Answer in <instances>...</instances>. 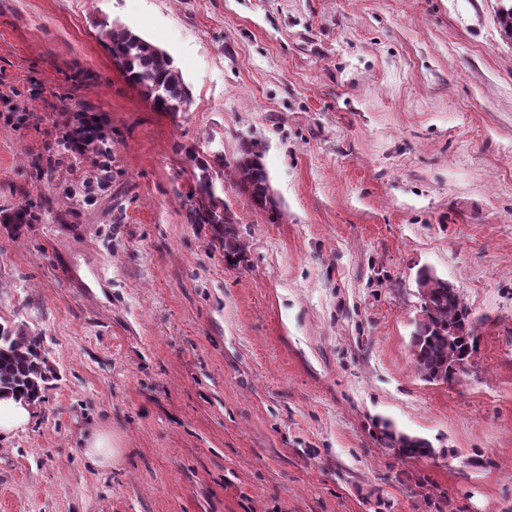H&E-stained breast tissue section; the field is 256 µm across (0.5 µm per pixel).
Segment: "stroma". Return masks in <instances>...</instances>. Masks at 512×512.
Returning <instances> with one entry per match:
<instances>
[{
  "instance_id": "stroma-1",
  "label": "stroma",
  "mask_w": 512,
  "mask_h": 512,
  "mask_svg": "<svg viewBox=\"0 0 512 512\" xmlns=\"http://www.w3.org/2000/svg\"><path fill=\"white\" fill-rule=\"evenodd\" d=\"M500 2L0 0V324L41 337L52 371L0 437V512H512ZM112 22L168 51L190 111L125 81ZM84 112L104 181L59 157ZM246 142L274 205L225 183L235 265L193 194L197 160ZM424 267L475 328L451 384L410 345ZM386 420L429 453L401 454ZM86 444L87 455L101 466L111 465L113 457L119 453V448L112 447V438L103 432L92 433Z\"/></svg>"
}]
</instances>
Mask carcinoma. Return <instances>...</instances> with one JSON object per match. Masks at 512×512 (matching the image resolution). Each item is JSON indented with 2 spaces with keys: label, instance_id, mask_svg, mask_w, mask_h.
I'll return each instance as SVG.
<instances>
[{
  "label": "carcinoma",
  "instance_id": "cac0c4a2",
  "mask_svg": "<svg viewBox=\"0 0 512 512\" xmlns=\"http://www.w3.org/2000/svg\"><path fill=\"white\" fill-rule=\"evenodd\" d=\"M103 37L125 80L156 111H182L192 106L193 96L181 71L173 60L157 56L152 42L123 26L107 27ZM261 158L257 144L249 143L230 165L234 186L257 207L267 205L271 192L270 177ZM199 168L196 218L202 224L213 225L218 239L224 242V255L240 258L246 243L235 215L217 195L214 183V176L224 174V157L218 155L212 163H203ZM417 282L427 295L428 312L427 320L416 324L412 336L414 361L425 380L441 375L443 381L452 382L466 374L464 370L455 374L456 364L471 366L473 352L465 350L462 339L476 347L469 312L458 288L447 280L421 270ZM47 379L46 350L40 338L21 328L0 325V391L18 392L39 404Z\"/></svg>",
  "mask_w": 512,
  "mask_h": 512
}]
</instances>
